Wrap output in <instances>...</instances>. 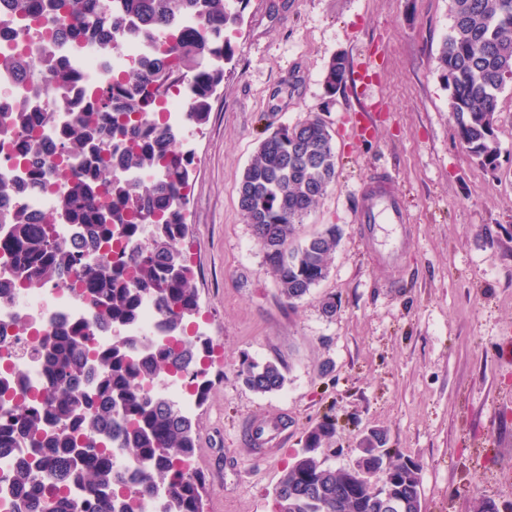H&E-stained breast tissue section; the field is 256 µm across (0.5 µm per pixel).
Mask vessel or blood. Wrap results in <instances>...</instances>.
Listing matches in <instances>:
<instances>
[{
  "mask_svg": "<svg viewBox=\"0 0 512 512\" xmlns=\"http://www.w3.org/2000/svg\"><path fill=\"white\" fill-rule=\"evenodd\" d=\"M360 202L355 212V221L359 224H395L408 223L409 215L402 194L395 189L394 180L389 173L380 172L364 182L359 191ZM286 428L281 416L250 425L248 436L257 449H265Z\"/></svg>",
  "mask_w": 512,
  "mask_h": 512,
  "instance_id": "obj_1",
  "label": "vessel or blood"
}]
</instances>
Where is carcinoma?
Wrapping results in <instances>:
<instances>
[{
  "mask_svg": "<svg viewBox=\"0 0 512 512\" xmlns=\"http://www.w3.org/2000/svg\"><path fill=\"white\" fill-rule=\"evenodd\" d=\"M247 0H48V38L109 46L135 34L155 43L119 77L91 92L90 111L67 113L56 140L39 130L56 113L21 108L4 122L15 131L19 159L33 165L25 187H45V156L68 174L53 212L33 217L22 207L0 208V249L14 261L16 276L0 278V306L23 288L58 284L61 272H76L89 300V318L47 325L38 347L42 385L27 392L17 373L0 379V452L21 441L28 457L11 475L12 493L27 512H204V483L192 468L196 430L169 401L160 382L190 375L205 389L210 341L187 335L199 313L194 273L179 242L188 232L186 188L193 154L179 132L158 118L165 92L182 82L193 87L186 122L206 123L211 99L224 83V62L234 50L226 31L238 23ZM0 9L37 23L38 0H0ZM452 20L436 56L448 90V107L470 156L486 169L498 167L497 104L503 74H512V0H449ZM185 15L199 19L193 34L180 32ZM30 81L39 95L50 79L69 80L65 64L50 55L0 52V73ZM344 55L328 65L330 93L349 81ZM333 137L316 114L284 125L265 138L245 169L238 205L282 296L292 305L310 295L329 271L340 242L330 224L293 246L304 223L336 179ZM72 224L82 248L57 238L54 225ZM152 297L163 318L167 342L133 352L136 339L115 336L112 347L93 345L91 324L121 329L134 322L143 299ZM245 384L266 394L281 390L286 376L274 362L243 364ZM334 425L306 434L304 447L321 448ZM386 437L374 431L359 448L357 467L333 468L301 452L274 491V512H422L420 467L390 456ZM123 450L134 472L112 461ZM394 476L389 493L373 475Z\"/></svg>",
  "mask_w": 512,
  "mask_h": 512,
  "instance_id": "cac0c4a2",
  "label": "carcinoma"
}]
</instances>
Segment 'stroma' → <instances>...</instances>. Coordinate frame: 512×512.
Here are the masks:
<instances>
[{"mask_svg":"<svg viewBox=\"0 0 512 512\" xmlns=\"http://www.w3.org/2000/svg\"><path fill=\"white\" fill-rule=\"evenodd\" d=\"M450 25L448 0H249L230 29L209 119L182 133L194 162L181 247L213 348L192 415L206 512H272L306 432L326 420L327 465H351L381 429L420 464L423 512H472L477 498L512 512V78L492 171L461 146L435 71ZM338 54L353 82L331 96ZM312 113L333 137L337 178L295 241L328 224L341 238L325 280L290 307L238 185L268 133ZM380 171L406 199L408 232L354 221L361 183ZM246 360L281 363L284 388L252 391ZM281 413L288 434L260 458L244 429Z\"/></svg>","mask_w":512,"mask_h":512,"instance_id":"1","label":"stroma"}]
</instances>
